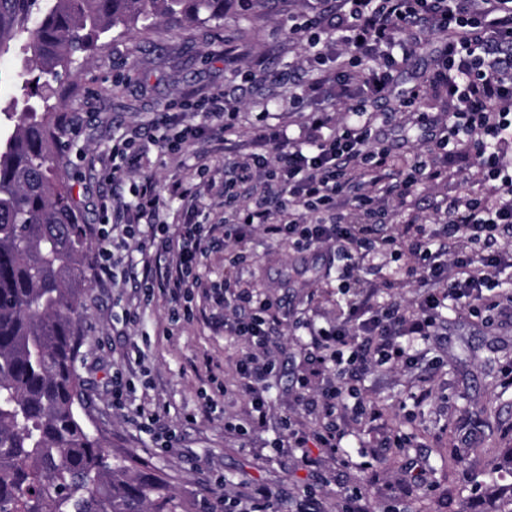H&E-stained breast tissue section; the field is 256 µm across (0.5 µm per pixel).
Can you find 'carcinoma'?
Masks as SVG:
<instances>
[{"label":"carcinoma","instance_id":"cac0c4a2","mask_svg":"<svg viewBox=\"0 0 512 512\" xmlns=\"http://www.w3.org/2000/svg\"><path fill=\"white\" fill-rule=\"evenodd\" d=\"M276 0H0V53L15 45L59 76L116 28L163 19L253 23ZM0 141V512H179L161 475L118 458L90 431L79 371L91 245L62 165L69 129L28 92ZM486 512H512V487L485 485Z\"/></svg>","mask_w":512,"mask_h":512}]
</instances>
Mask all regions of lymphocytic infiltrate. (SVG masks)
<instances>
[{"label": "lymphocytic infiltrate", "mask_w": 512, "mask_h": 512, "mask_svg": "<svg viewBox=\"0 0 512 512\" xmlns=\"http://www.w3.org/2000/svg\"><path fill=\"white\" fill-rule=\"evenodd\" d=\"M434 30L442 33L444 46L431 81L443 88L448 113L432 117L413 110L416 90L390 108L393 70ZM291 34L313 47L325 45L334 60L332 68L304 82L301 93L289 94V111L307 115L297 133L261 125L251 140H236L240 111L221 90L181 103V110L203 114V123L183 126L167 112L154 125L151 145L170 154L224 134L230 157L219 189L223 224L195 223L197 196L186 191L179 195L184 218L169 226L160 218L169 199L148 176L132 203L104 195L98 208L111 216L123 241L138 244L143 293L166 294L174 322L192 316L197 266L218 234L243 242L259 230L303 252L329 248L350 261L384 257L401 263L419 284L415 304L366 298L333 325L310 328V359L323 379L314 391L300 382L296 401L318 413L322 424L304 430L292 418L281 421L306 466L329 462L343 470L352 463L343 443L353 426L384 416L355 378L413 363L420 346L441 345L449 311L478 317L512 308V293L496 291L499 273L512 267V245L503 241L512 234V169L502 165L498 152L499 143L512 140V0H336L314 22L293 26ZM331 90L349 103L338 124L318 106ZM397 115L429 134L423 152L404 166L387 143L386 129ZM462 158L488 184V194L436 202L432 211L443 223L441 232L427 231L419 210L389 231V202L409 197L419 183L448 181ZM168 255L172 265L160 269ZM208 298L231 305L224 330L245 345L235 371L249 397L247 417L224 424L243 433L264 424L270 410L268 383L278 368L271 341L274 303L246 288L213 289Z\"/></svg>", "instance_id": "obj_1"}]
</instances>
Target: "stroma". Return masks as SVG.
Wrapping results in <instances>:
<instances>
[{
  "label": "stroma",
  "instance_id": "1",
  "mask_svg": "<svg viewBox=\"0 0 512 512\" xmlns=\"http://www.w3.org/2000/svg\"><path fill=\"white\" fill-rule=\"evenodd\" d=\"M313 12L307 0H290L287 7L243 31L234 16L204 26L171 28L164 23L147 31L112 33L89 54L80 56L69 75L59 78L39 70H26L21 53L0 56V110L9 111L23 91L20 73L37 82L40 90L58 103L76 147L68 153V171L74 172L77 204L88 226L101 224L96 207L105 192L132 201L130 182L141 173L154 176L160 187L175 181L196 186L195 153L170 155L157 150L133 167L121 185L110 188L91 165L92 158L110 151L126 130L150 131L161 112L184 96H201L213 89L233 92V103L248 112L253 99L264 98L269 123L282 116L281 98L298 90L313 71L304 42L290 38L293 24ZM442 42L438 33L425 35L408 63L394 71L395 93L421 87L419 110L444 112L445 99L428 78ZM485 186L470 172L453 182L418 186L412 200L392 201L394 216L412 202H427L444 195L479 196ZM245 262L225 267L224 248L215 245L202 263V286L230 279L234 285L271 295L277 305L273 341L279 348L280 370L270 381L267 423L240 436L227 431L224 419L241 416L248 397L235 374L242 342L224 332V310L196 295L198 316L189 322H171L163 294L149 304L140 302V255L129 251L124 273L117 281L90 280L84 298L88 329L80 348L84 395L89 406L88 425L101 433L113 454L143 460L148 472L168 478L173 495L189 512H224V493L250 492L262 483L280 491L279 512H294L297 492L313 485L326 512H336L342 495L351 489L365 491L368 512H385L394 496V482L417 469L424 480L413 483L406 501L408 512H461L465 502L479 497L480 485L512 484V476L499 472L501 451L512 447V386L503 384V368L512 363V310L493 311L492 323L474 317L449 318L448 342L440 366L421 357L408 370L391 369L363 377L359 387L365 397L385 410L388 429L410 434L405 448H386L379 429L360 426L348 437L351 452L375 448L380 456V476L356 465L340 473H309L300 453L291 448L281 426L283 416L307 426L318 417L300 410L295 382L312 376L304 321L323 325L336 321L348 309L349 296L337 289L342 264L330 253L301 259L286 244H275L254 233L245 244ZM390 283L387 295L409 305L418 286L404 280L395 263L373 269L363 267L352 284L354 292ZM137 308L139 318L129 322L125 311ZM140 348L144 360L130 372L131 388L123 407L112 404V374L127 352ZM219 372L225 392L215 411H208L205 393L210 372ZM158 405L162 428L173 430L168 447L145 431L142 407Z\"/></svg>",
  "mask_w": 512,
  "mask_h": 512
}]
</instances>
